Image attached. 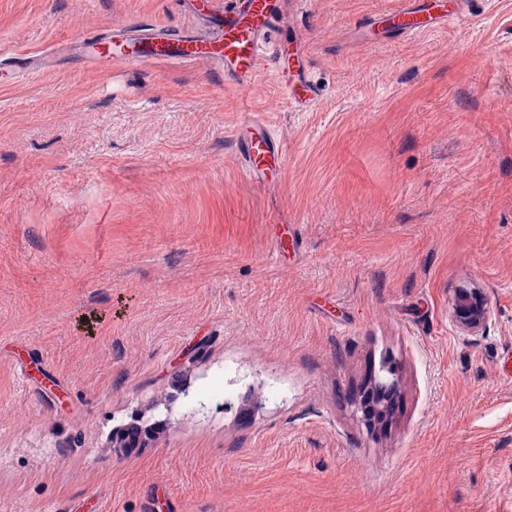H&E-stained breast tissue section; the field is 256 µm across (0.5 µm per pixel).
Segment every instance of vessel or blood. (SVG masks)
<instances>
[{
	"instance_id": "obj_1",
	"label": "vessel or blood",
	"mask_w": 512,
	"mask_h": 512,
	"mask_svg": "<svg viewBox=\"0 0 512 512\" xmlns=\"http://www.w3.org/2000/svg\"><path fill=\"white\" fill-rule=\"evenodd\" d=\"M195 10L202 17H223L224 22L213 30L183 28L173 36L149 24L137 30L120 26L110 30L105 38L98 34L87 35L84 40L87 56L97 59L98 47L108 42L112 45L114 59L128 65L205 59L239 85L251 82L266 53L282 58L280 48L271 42V34L279 24L278 0H227L222 8L216 0H197ZM392 17L403 33L409 35L455 20L454 14L444 10L427 17L404 7L393 11ZM234 137L244 159L243 172L248 178L259 180L280 169L285 151L262 120H252L250 126L236 131Z\"/></svg>"
}]
</instances>
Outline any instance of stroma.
<instances>
[{
  "label": "stroma",
  "instance_id": "stroma-1",
  "mask_svg": "<svg viewBox=\"0 0 512 512\" xmlns=\"http://www.w3.org/2000/svg\"><path fill=\"white\" fill-rule=\"evenodd\" d=\"M426 2L281 0L291 58L245 91L80 47L193 0H0V512H512V0L389 27ZM251 116L287 148L264 185ZM435 7H442L439 14L436 16H432L429 12V16L419 14V11L411 10L409 8H400L390 13L392 16L391 22L393 19L397 20L399 26H394V28H399L408 35H416L425 30H431L439 23H451L455 21V14L449 13L446 11L445 5H435ZM252 126L234 133L244 159V174L257 181L281 168L286 154L270 127L260 119H249ZM449 318L456 327L471 334L486 328L491 319V310L482 288L474 283L455 288L451 297ZM391 379L379 382L376 379L364 392L361 399H356L354 409L362 422L369 425H382L393 415L400 393L398 366L392 358H387L382 365Z\"/></svg>",
  "mask_w": 512,
  "mask_h": 512
}]
</instances>
